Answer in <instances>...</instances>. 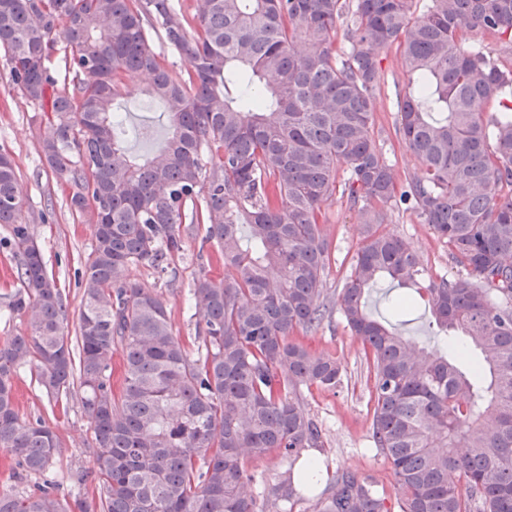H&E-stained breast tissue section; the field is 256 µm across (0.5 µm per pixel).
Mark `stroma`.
Here are the masks:
<instances>
[{
    "label": "stroma",
    "instance_id": "35a3bbf8",
    "mask_svg": "<svg viewBox=\"0 0 512 512\" xmlns=\"http://www.w3.org/2000/svg\"><path fill=\"white\" fill-rule=\"evenodd\" d=\"M381 80L374 95V137L383 157L397 175L399 186L422 176L424 169L407 149L397 125L400 97L407 91L409 77L404 72L397 48L381 54ZM142 77L129 79L123 101L126 121L137 133L129 146L139 155L158 151L166 129L159 103H147ZM0 153L10 155L16 166L23 215L31 234L42 250L49 273L58 282L69 310L67 334H75L81 306L82 290L76 283L78 271L92 252L95 239L91 224L73 216L67 206L66 193L57 185L51 172L41 162L39 114L22 97L9 78V69L0 56ZM387 231L404 239L417 253L430 274L455 275L456 267L448 259V247L412 209L391 203L385 209ZM323 229L333 246V257L324 288L332 301L330 313L321 325L311 331H296L292 339L318 353L335 356L342 365L341 382L336 391L315 386L302 387L301 394L311 416L322 430L324 445L303 449V456L320 461L317 486L302 493L293 512H315V504L337 473L348 471L359 478L375 482L392 491L393 480L384 457L373 448L372 404L369 399L370 374L360 340L346 327L336 303L338 293L349 272L353 256L363 240V227L347 200L335 199L322 208ZM183 250L171 265L172 272L157 278L152 270L133 266L130 280L163 292L168 300V313L178 336L193 342L197 318L190 305L191 288L202 273L220 277L224 264L211 243L205 242V230L196 224L180 227ZM8 231L0 225V339L25 331L26 318L7 312L5 306L20 286V256L7 245ZM404 287L383 281L370 290L369 312L378 320L398 328L420 348L435 345L430 314L424 306L408 315L396 314L393 300L404 295ZM16 401L21 418H43L58 434L62 447L49 470L48 479L69 499L91 496L92 485L78 484L74 475L94 467L93 439L89 423L82 412L79 395H72L67 406L49 401L38 386L34 373L23 371L14 380Z\"/></svg>",
    "mask_w": 512,
    "mask_h": 512
}]
</instances>
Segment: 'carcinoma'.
I'll use <instances>...</instances> for the list:
<instances>
[{
	"mask_svg": "<svg viewBox=\"0 0 512 512\" xmlns=\"http://www.w3.org/2000/svg\"><path fill=\"white\" fill-rule=\"evenodd\" d=\"M346 14L347 53L336 46ZM478 31L511 46L512 0H432L417 18L410 0H204L194 27L175 0H0L10 80L38 106L45 165L95 238L71 341L61 290L23 222L15 165L0 155V224L21 257L8 307L27 316L25 332L0 341V450L12 477L43 474L61 448L42 418L18 414L14 378L28 366L55 403L81 391L95 469L78 481L96 494L77 512L294 503L291 474L254 497L247 459L277 450L294 462L323 447L298 388H336L341 366L291 335L329 310L320 217L338 195L366 226L339 305L369 364L372 439L399 512H512V103L501 98L512 70L467 46ZM60 41L61 78L49 66ZM393 45L411 82L398 131L424 166L402 190L372 136L380 53ZM137 74L173 127L152 158L127 148L121 101ZM491 102L495 111L479 110ZM396 198L464 273L425 274L386 231ZM186 223L204 225L224 261V277L194 284L196 358L164 294L127 279L132 265L169 273ZM383 277L425 293L440 339L459 346L426 353L373 318L364 299ZM385 503L384 490L343 472L317 512ZM0 512L71 510L44 483L1 490Z\"/></svg>",
	"mask_w": 512,
	"mask_h": 512,
	"instance_id": "carcinoma-1",
	"label": "carcinoma"
}]
</instances>
